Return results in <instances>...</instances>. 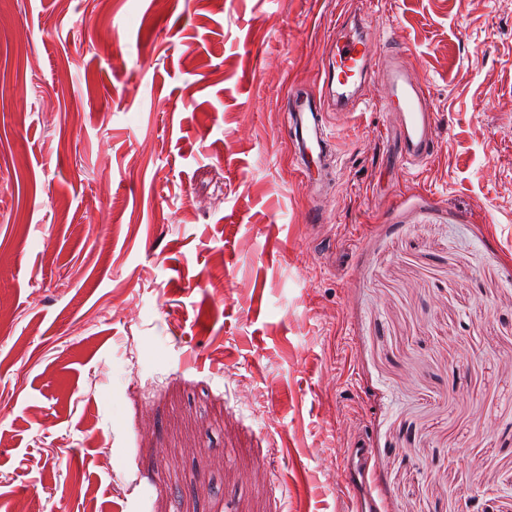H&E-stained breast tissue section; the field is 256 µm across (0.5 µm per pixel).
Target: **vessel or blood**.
Masks as SVG:
<instances>
[{
  "mask_svg": "<svg viewBox=\"0 0 512 512\" xmlns=\"http://www.w3.org/2000/svg\"><path fill=\"white\" fill-rule=\"evenodd\" d=\"M333 46L335 64L324 80L325 87L340 86L338 101L354 104L358 98L349 89V78L360 80L371 74L381 75L385 87L382 107L401 118L391 142L398 166L404 170L415 160L431 158L439 146V136L426 91L411 83L403 70L389 66L372 39L351 34L346 23L337 25ZM288 123L297 153L325 163L330 137L323 111L305 102H296L288 115ZM371 457V448L360 439L347 450V485L356 512H384L382 502L367 486V465Z\"/></svg>",
  "mask_w": 512,
  "mask_h": 512,
  "instance_id": "obj_1",
  "label": "vessel or blood"
}]
</instances>
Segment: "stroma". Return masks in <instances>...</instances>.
I'll return each mask as SVG.
<instances>
[{
    "mask_svg": "<svg viewBox=\"0 0 512 512\" xmlns=\"http://www.w3.org/2000/svg\"><path fill=\"white\" fill-rule=\"evenodd\" d=\"M428 92L323 94L341 15ZM338 162L301 179L288 92ZM512 512V0H0V503ZM332 43L336 66L332 62V72L325 78L324 86L332 90L336 79V87L340 86L343 90L337 93L338 101L344 105L350 103L355 111L359 100L357 90L349 89L357 87L358 79L361 82L368 75H382L385 87L382 107L386 112H397L403 120L396 128L391 142L397 165L405 170L417 159L431 158L440 140L435 114L426 91L411 83L398 66H389L370 37L351 34L345 21L336 26V37ZM351 76H354V82L348 84ZM372 448L364 440H356L347 450L346 472L347 485L353 496L355 511L368 509L369 512H384L382 502L374 496L367 486V465L372 457Z\"/></svg>",
    "mask_w": 512,
    "mask_h": 512,
    "instance_id": "1",
    "label": "stroma"
}]
</instances>
